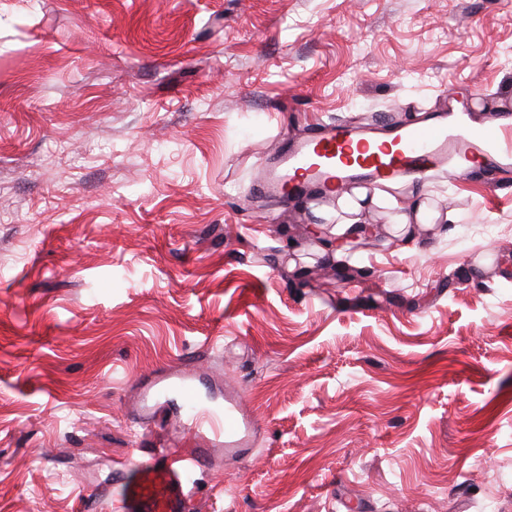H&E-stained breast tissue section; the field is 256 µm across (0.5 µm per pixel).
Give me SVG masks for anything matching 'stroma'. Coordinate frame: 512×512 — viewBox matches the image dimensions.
Listing matches in <instances>:
<instances>
[{"label": "stroma", "instance_id": "obj_1", "mask_svg": "<svg viewBox=\"0 0 512 512\" xmlns=\"http://www.w3.org/2000/svg\"><path fill=\"white\" fill-rule=\"evenodd\" d=\"M506 105L512 0H0V512L164 447L183 362L259 425L191 512H512V170L341 251L252 191L316 123Z\"/></svg>", "mask_w": 512, "mask_h": 512}]
</instances>
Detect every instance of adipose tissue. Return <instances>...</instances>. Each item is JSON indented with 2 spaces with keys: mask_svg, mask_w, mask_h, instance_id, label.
<instances>
[{
  "mask_svg": "<svg viewBox=\"0 0 512 512\" xmlns=\"http://www.w3.org/2000/svg\"><path fill=\"white\" fill-rule=\"evenodd\" d=\"M409 195L412 202L405 208L400 206L396 196L390 191L384 189L371 191L363 187H355L337 194L336 206L331 209L330 216L337 226L338 234L343 236L355 233L357 224L363 223L365 213L376 207L389 208L394 223L405 228L431 220L443 224L450 222L449 213L434 210L429 206L424 187L414 186L410 189Z\"/></svg>",
  "mask_w": 512,
  "mask_h": 512,
  "instance_id": "ef3b65f1",
  "label": "adipose tissue"
}]
</instances>
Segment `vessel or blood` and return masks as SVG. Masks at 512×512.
<instances>
[{"instance_id":"obj_1","label":"vessel or blood","mask_w":512,"mask_h":512,"mask_svg":"<svg viewBox=\"0 0 512 512\" xmlns=\"http://www.w3.org/2000/svg\"><path fill=\"white\" fill-rule=\"evenodd\" d=\"M512 164V113L499 112L487 128L474 129L447 113L433 112L423 124L379 121L358 126L347 121L322 124L286 142L283 152L264 166L254 187L258 198L329 194L355 182L385 183L405 175L441 169L494 176ZM179 392L182 427L196 437L194 447L161 449L118 478L114 497L125 512H187L191 491L187 476L212 461L216 447L244 451L257 427L236 396L220 407L199 402L197 385L187 371L162 369L141 396L138 423L151 427V400Z\"/></svg>"}]
</instances>
